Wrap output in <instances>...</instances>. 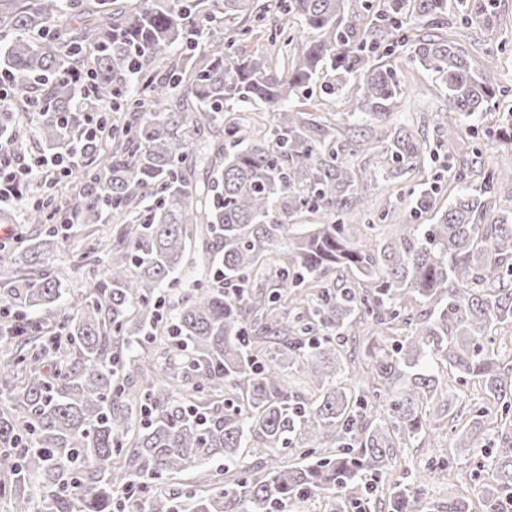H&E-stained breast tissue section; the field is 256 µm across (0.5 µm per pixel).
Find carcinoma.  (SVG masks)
<instances>
[{"label":"carcinoma","mask_w":512,"mask_h":512,"mask_svg":"<svg viewBox=\"0 0 512 512\" xmlns=\"http://www.w3.org/2000/svg\"><path fill=\"white\" fill-rule=\"evenodd\" d=\"M436 18L448 0H385L376 23L360 26L370 0H278L281 25L272 39L286 50V28L297 19L308 33L297 61L278 66L265 55L243 56L235 42L203 25L218 16L256 22V0H0V74L12 107L0 109L21 152L34 134L52 156H74L69 178L78 192L58 204L46 196L28 204L27 221L45 238L0 254V273L17 267L37 274L0 280V303L16 313L0 335V495L13 512H112L132 494L138 512H284L292 501L326 499L327 512L375 506L377 486L365 477L384 472L408 445L424 438L427 407L450 374L472 380L496 400L511 428L512 359L496 341L512 333V182L484 167L478 128L440 120L438 132L459 160L455 179L480 176L479 193H459L435 224H366L368 242L351 224H303L305 210L338 214L361 202L366 171L350 158L382 143L388 174L419 168L424 149L404 127L387 122L401 90L399 73L372 62L383 42L404 31L405 2ZM462 21L491 28L493 0H455ZM413 61L448 93V111L488 116L497 89L451 42L420 39ZM326 95L360 80L356 109L379 126L374 138L357 131L337 140L306 112L280 114L269 134L253 137L240 122L224 125V105L263 103L275 110L313 90ZM150 106L152 111L143 108ZM124 112L117 122L112 113ZM110 131L89 138L92 119ZM224 127L217 189L187 178L190 128ZM512 161V111L499 112L482 135ZM288 196V211L273 219ZM154 197L150 206L145 198ZM412 209L438 208L437 191L423 187ZM112 217L105 262L92 267L76 313L60 316L64 293L53 245L69 224H102ZM209 235L213 276L192 269L194 232ZM332 269L346 280H327ZM275 274L249 310L219 281L245 293ZM435 303L415 314L408 302ZM171 309L164 318L161 310ZM370 323L400 332L393 343L359 347L369 376L353 380L342 362L348 342ZM166 324L160 378L140 398L145 419L135 424L128 392L117 377L138 366L124 351ZM274 341L264 349L260 343ZM71 367L51 377L37 363L61 351ZM224 397V409L197 402ZM488 411L466 410L454 454H472ZM297 455L288 464L276 455ZM255 460L237 478L192 488L182 499L158 485L215 458ZM496 484L479 499L486 512H512V448L496 460ZM388 512H474L472 499L439 501L418 487L397 484Z\"/></svg>","instance_id":"cac0c4a2"}]
</instances>
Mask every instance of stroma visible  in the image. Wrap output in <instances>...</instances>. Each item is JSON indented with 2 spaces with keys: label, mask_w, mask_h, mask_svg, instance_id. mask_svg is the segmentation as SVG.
Instances as JSON below:
<instances>
[{
  "label": "stroma",
  "mask_w": 512,
  "mask_h": 512,
  "mask_svg": "<svg viewBox=\"0 0 512 512\" xmlns=\"http://www.w3.org/2000/svg\"><path fill=\"white\" fill-rule=\"evenodd\" d=\"M271 0H257L258 5L268 6L269 12L265 19L266 27L262 30L247 32V24L241 18H225V36L235 38L236 45L242 55H273L274 48L268 39V29L274 26L278 13L269 7ZM499 24L496 28L487 29L478 24L462 23L456 8H449L439 18L424 17L408 13L406 17L410 38L392 45L390 60L401 69V94L391 108L389 121L391 124L409 128L420 144L424 147L425 169L428 176L441 177L442 190L438 196L440 205H447L448 199L454 196L459 185L476 187L478 176L467 174L464 182L454 181L452 168L454 159L449 158L447 148L441 146L437 132V121L445 117L448 107L446 92L428 71L411 63L412 42L418 38H441L455 43L462 48L478 70L484 71L494 86L500 87L502 95L497 101V109L501 112L512 110V0H497ZM355 86L320 105L311 101L300 103L299 108L308 112L311 119L319 124L335 129L337 138L347 137L353 126L359 125L361 117L356 113ZM355 164L375 172V180L366 182L360 192L373 205L369 212L352 210L343 216L346 224H376L387 221L390 224H423L436 223L434 214L414 215L409 207L410 193L416 189L418 180L408 175L402 178L399 186H391L384 181L383 173L388 167V160L383 151L364 154L354 159ZM43 186L39 180L27 182L23 195L11 196L0 202V211L10 213L11 223H0V247L11 249L18 246L20 240H31L38 237V226L26 223L25 211L28 198L42 194ZM111 224H75L69 226L64 233L58 251V261L64 273L66 292L56 307L58 314L71 312L72 307L84 289L87 269L83 257L90 248H97L99 256H106L111 244ZM480 402L487 408L485 425L478 439L479 447L485 448L486 457L482 465H475L473 460L462 457L453 469L441 471L432 468L429 461L435 456H446L452 446L455 434L449 418L435 419L431 422L435 437L433 445L420 442L412 443L399 455L395 464L383 473L379 480L380 489L404 483L421 486L428 494L440 500L461 495L471 490L474 483L481 482L490 486L494 483L495 461L503 451L504 442L501 426L496 417L499 408L495 400L484 396L477 382H470L464 387H455L453 396L449 398L451 407H459L469 402Z\"/></svg>",
  "instance_id": "1"
}]
</instances>
